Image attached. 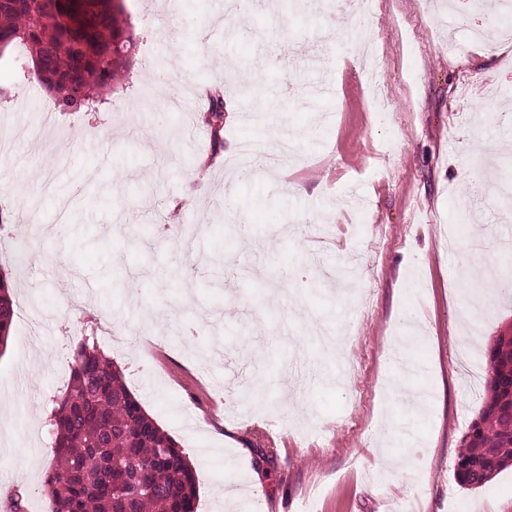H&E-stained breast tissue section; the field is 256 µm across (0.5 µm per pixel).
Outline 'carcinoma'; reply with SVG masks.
<instances>
[{
	"mask_svg": "<svg viewBox=\"0 0 512 512\" xmlns=\"http://www.w3.org/2000/svg\"><path fill=\"white\" fill-rule=\"evenodd\" d=\"M115 0H4L0 58L22 45L34 79L61 111L92 112L123 76L132 38ZM224 91L210 93L204 116L215 145L224 143ZM14 300L0 279V346ZM70 379L54 397L49 419L56 465L45 476L51 512H196L197 478L176 441L130 392L98 340L70 344ZM482 404L464 434L454 468L457 484L476 489L512 465V332L495 336Z\"/></svg>",
	"mask_w": 512,
	"mask_h": 512,
	"instance_id": "obj_1",
	"label": "carcinoma"
}]
</instances>
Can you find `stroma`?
Listing matches in <instances>:
<instances>
[{
    "label": "stroma",
    "instance_id": "35a3bbf8",
    "mask_svg": "<svg viewBox=\"0 0 512 512\" xmlns=\"http://www.w3.org/2000/svg\"><path fill=\"white\" fill-rule=\"evenodd\" d=\"M344 2L333 29L293 0L229 23L224 0H123L132 61L95 112L55 110L0 65V275L16 299L0 512L14 490L49 512L43 416L82 334L124 338L112 361L189 452L197 512H512L511 467L476 489L453 477L484 352L512 325V296H490L459 366L463 269L492 255L512 270L481 236L512 234L491 170L512 127L480 132L469 114L487 88L512 110V52L468 43V17H436L433 0ZM370 29L373 82L355 40ZM204 85L230 109L220 147ZM401 343L429 399L413 422L392 386Z\"/></svg>",
    "mask_w": 512,
    "mask_h": 512
}]
</instances>
